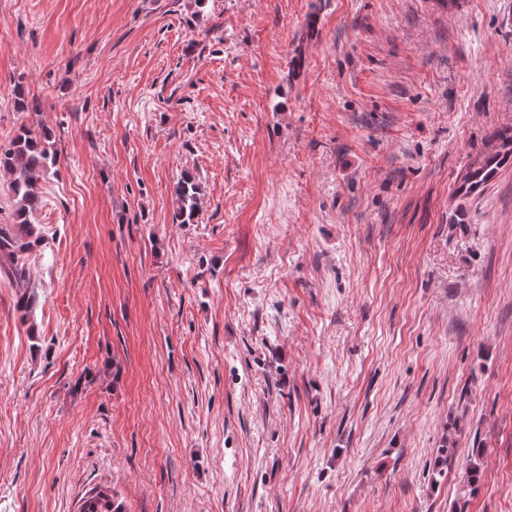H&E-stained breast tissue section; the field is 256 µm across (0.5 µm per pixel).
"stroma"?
<instances>
[{"label":"stroma","mask_w":512,"mask_h":512,"mask_svg":"<svg viewBox=\"0 0 512 512\" xmlns=\"http://www.w3.org/2000/svg\"><path fill=\"white\" fill-rule=\"evenodd\" d=\"M23 127L0 512H512V0H0ZM32 131L22 129L7 148H0V168L13 176L12 191L16 201V222L5 231L0 228V263L3 257L11 262L8 274L16 280L24 279L26 271L19 264L20 255L38 243L41 236L34 224L27 220L28 213L38 203L37 185L55 155L46 146V138L32 136ZM501 151L488 156L479 166L469 169L461 178L460 190L471 193L492 180L502 161L512 155V134L501 136ZM199 184L194 175L183 173L175 187L178 210L175 218L179 224H194L199 215ZM103 490L111 491L107 486H96L86 492L79 500L78 512H125L123 502Z\"/></svg>","instance_id":"stroma-1"}]
</instances>
